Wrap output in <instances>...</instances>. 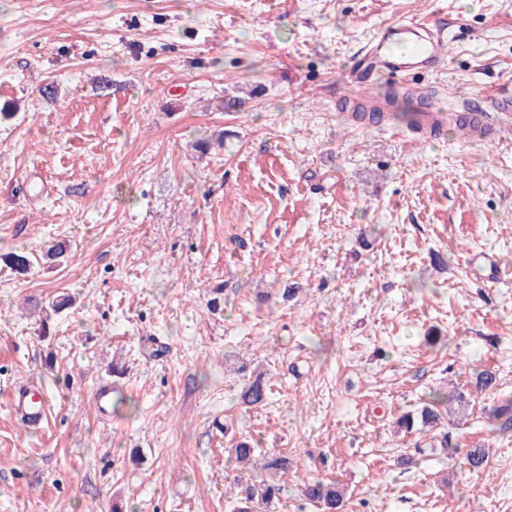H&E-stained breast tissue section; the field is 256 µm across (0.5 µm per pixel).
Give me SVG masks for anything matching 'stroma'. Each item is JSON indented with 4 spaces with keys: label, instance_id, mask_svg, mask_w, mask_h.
<instances>
[{
    "label": "stroma",
    "instance_id": "stroma-1",
    "mask_svg": "<svg viewBox=\"0 0 512 512\" xmlns=\"http://www.w3.org/2000/svg\"><path fill=\"white\" fill-rule=\"evenodd\" d=\"M410 17L460 33L414 92H512V0H0V249L36 258L0 264V512H230L265 476L229 461L243 438L294 460L269 512H317L313 477L345 512H512V434L485 416L512 396V133L355 119L380 88L357 57ZM30 380L38 430L8 408ZM433 390L468 401L439 426L453 458L395 429ZM271 388L262 374L251 382H249L243 389L240 395L241 403L246 408H257L266 404ZM301 492L304 497L317 504L322 512H342L345 493L334 481L312 478L304 483Z\"/></svg>",
    "mask_w": 512,
    "mask_h": 512
}]
</instances>
